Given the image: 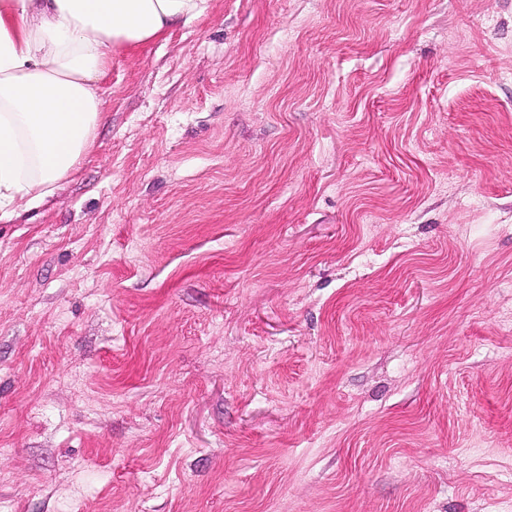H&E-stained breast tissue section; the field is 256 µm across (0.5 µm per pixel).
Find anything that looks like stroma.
Listing matches in <instances>:
<instances>
[{
  "label": "stroma",
  "mask_w": 512,
  "mask_h": 512,
  "mask_svg": "<svg viewBox=\"0 0 512 512\" xmlns=\"http://www.w3.org/2000/svg\"><path fill=\"white\" fill-rule=\"evenodd\" d=\"M0 221L9 512H512V0H211Z\"/></svg>",
  "instance_id": "stroma-1"
}]
</instances>
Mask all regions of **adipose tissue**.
<instances>
[{"instance_id":"1","label":"adipose tissue","mask_w":512,"mask_h":512,"mask_svg":"<svg viewBox=\"0 0 512 512\" xmlns=\"http://www.w3.org/2000/svg\"><path fill=\"white\" fill-rule=\"evenodd\" d=\"M211 0H0V220L90 147L113 53L194 27Z\"/></svg>"}]
</instances>
